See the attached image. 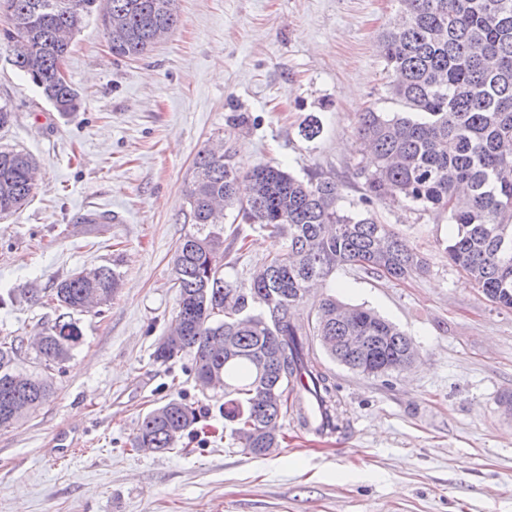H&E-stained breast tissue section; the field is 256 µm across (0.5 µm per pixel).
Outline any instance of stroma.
I'll list each match as a JSON object with an SVG mask.
<instances>
[{
  "instance_id": "1",
  "label": "stroma",
  "mask_w": 512,
  "mask_h": 512,
  "mask_svg": "<svg viewBox=\"0 0 512 512\" xmlns=\"http://www.w3.org/2000/svg\"><path fill=\"white\" fill-rule=\"evenodd\" d=\"M179 23L134 59L114 57L98 14L83 19L62 68L79 98L57 112L12 64L0 36V105L14 114L0 148L37 160L36 188L0 218V337H32L59 315L54 284L101 265L120 286L100 311L71 318L81 340L52 397L0 430V512H512V310L488 301L448 259L447 214L373 200L381 223L426 259L405 280L342 266L297 309L311 325L327 294L364 306L413 340L416 360L364 377L320 355L345 431L318 437L286 417L280 447L242 451L192 360L153 353L177 310L174 256L193 232L185 190L204 147L234 165L333 177L351 210L366 153L359 112L397 111L379 36L398 0H178ZM322 124L308 141L309 116ZM98 214L94 224L83 215ZM284 241L224 224V280L244 287ZM176 398L197 422L164 453L133 450L142 417ZM80 445L55 461L52 442Z\"/></svg>"
}]
</instances>
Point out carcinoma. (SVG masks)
<instances>
[{
	"label": "carcinoma",
	"mask_w": 512,
	"mask_h": 512,
	"mask_svg": "<svg viewBox=\"0 0 512 512\" xmlns=\"http://www.w3.org/2000/svg\"><path fill=\"white\" fill-rule=\"evenodd\" d=\"M98 0H0L11 27L13 65L59 112L77 107V94L58 68L83 17ZM103 25L112 53L139 57L178 25L177 0H108ZM389 90L401 112L360 113L356 133L373 154L362 170L365 210L342 208V185L331 177L302 180L278 165L241 174L221 146L195 158L186 189L191 224L175 251L178 309L154 357L164 363L192 357L196 385L224 396V419L249 454L279 446L277 427L288 411L306 431L333 435L344 425L336 384L311 348L355 374L399 371L416 355L410 337L375 311L347 306L332 296L318 304L312 327L292 319L312 283L338 266L379 277L406 279L426 270L423 256L391 225L367 209L384 194L412 209L449 213L456 232L448 259L488 300L512 309V0H400V17L381 38ZM36 159L0 149V217L22 209L32 196ZM461 186L466 208L455 205ZM244 224H258L285 240L250 285L224 283V209ZM119 278L106 266L56 283L50 301L72 311L107 304ZM73 321L58 317L34 343L46 370L61 367L79 343ZM18 337L0 341V429L45 402L53 383L22 373ZM196 423L191 405L171 399L150 410L133 437L136 448H174Z\"/></svg>",
	"instance_id": "carcinoma-1"
}]
</instances>
